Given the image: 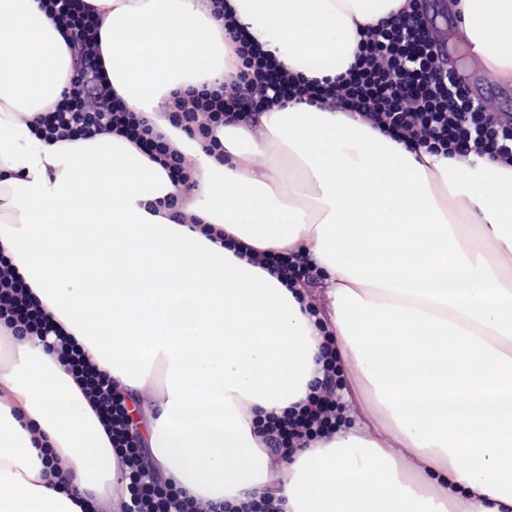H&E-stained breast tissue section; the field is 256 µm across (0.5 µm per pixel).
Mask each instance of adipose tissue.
<instances>
[{
	"instance_id": "adipose-tissue-1",
	"label": "adipose tissue",
	"mask_w": 512,
	"mask_h": 512,
	"mask_svg": "<svg viewBox=\"0 0 512 512\" xmlns=\"http://www.w3.org/2000/svg\"><path fill=\"white\" fill-rule=\"evenodd\" d=\"M92 2L109 84L190 157L195 188L171 206L166 171L122 136L27 143L70 52L39 0H0V253L140 407L156 471L220 508L512 512V168L305 103L192 137L168 120L175 92L230 80L238 60L210 0ZM224 2L288 73L333 80L358 26L405 0ZM454 12L470 54L512 84V0ZM254 251L306 254L320 316ZM329 337L354 425L274 460L260 423L306 399ZM121 480L65 364L0 324V512H121Z\"/></svg>"
}]
</instances>
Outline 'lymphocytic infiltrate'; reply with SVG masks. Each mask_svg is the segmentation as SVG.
<instances>
[{
    "instance_id": "obj_1",
    "label": "lymphocytic infiltrate",
    "mask_w": 512,
    "mask_h": 512,
    "mask_svg": "<svg viewBox=\"0 0 512 512\" xmlns=\"http://www.w3.org/2000/svg\"><path fill=\"white\" fill-rule=\"evenodd\" d=\"M48 15L66 28L72 76L55 111L40 117L36 135L44 140L75 141L118 134L161 165L174 185L188 187L189 159L171 149L146 119L123 108L106 81L95 8L83 0H41ZM357 62L335 86L300 83L241 46L240 63L230 83L216 82L178 97L171 122L189 134L211 138L225 117L249 121L252 114L290 102H309L349 112L356 120L414 147L451 158L489 159L512 167V113L495 112L475 101L458 69L446 60L431 32L425 0L387 20L359 30ZM263 263L281 281L310 284L317 269L302 254L267 255ZM20 322L39 336L55 337L78 374L90 373L80 352L30 299L10 258L0 254V320ZM325 373L299 410L267 425L268 453L285 458L289 450L307 448L335 433L343 422L336 392L342 385L333 342L323 350ZM91 374V373H90ZM94 376V375H93ZM95 412L122 458V512H210L208 504L187 498L173 486H161L148 450L125 397L110 378L98 374L90 387Z\"/></svg>"
}]
</instances>
